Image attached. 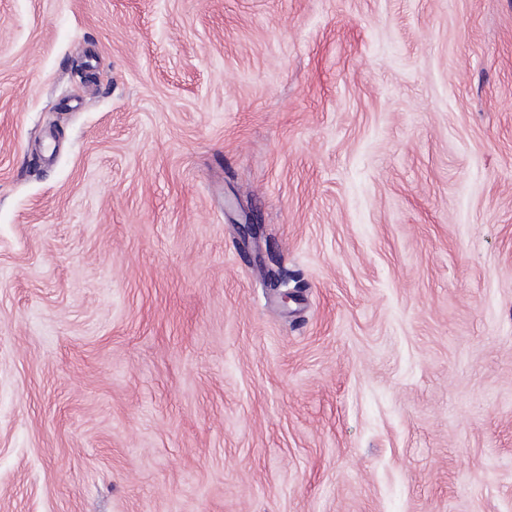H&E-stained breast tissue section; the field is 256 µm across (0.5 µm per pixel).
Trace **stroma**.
I'll return each instance as SVG.
<instances>
[{"label":"stroma","instance_id":"obj_1","mask_svg":"<svg viewBox=\"0 0 512 512\" xmlns=\"http://www.w3.org/2000/svg\"><path fill=\"white\" fill-rule=\"evenodd\" d=\"M0 512H512V0H0Z\"/></svg>","mask_w":512,"mask_h":512}]
</instances>
